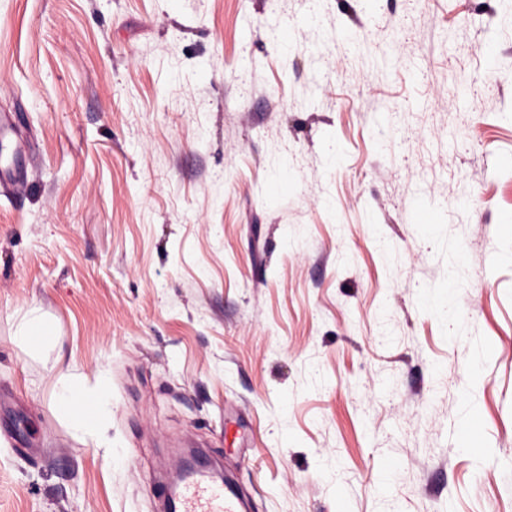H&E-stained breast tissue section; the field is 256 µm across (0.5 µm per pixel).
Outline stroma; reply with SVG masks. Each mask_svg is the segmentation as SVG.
I'll return each mask as SVG.
<instances>
[{
    "mask_svg": "<svg viewBox=\"0 0 512 512\" xmlns=\"http://www.w3.org/2000/svg\"><path fill=\"white\" fill-rule=\"evenodd\" d=\"M492 5L0 0V512H165L183 448L250 512H512ZM64 373L109 377L102 433ZM53 334V327L34 312L22 322L17 330V339L30 348H38ZM106 389L107 384L102 379H98L93 389L87 390L77 386L70 376L62 375L56 398L76 427L87 432H95L103 422ZM88 406L93 409V415L84 418L82 413Z\"/></svg>",
    "mask_w": 512,
    "mask_h": 512,
    "instance_id": "stroma-1",
    "label": "stroma"
}]
</instances>
